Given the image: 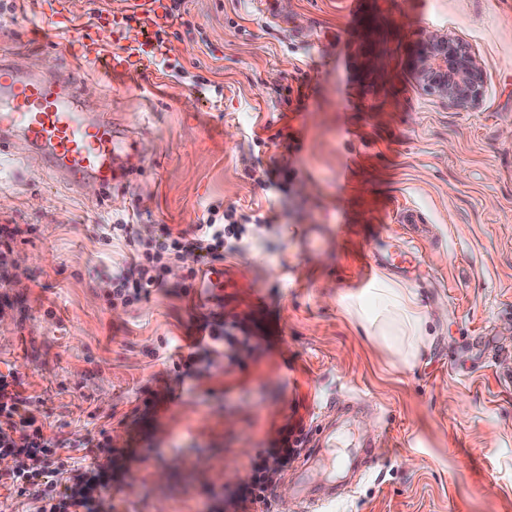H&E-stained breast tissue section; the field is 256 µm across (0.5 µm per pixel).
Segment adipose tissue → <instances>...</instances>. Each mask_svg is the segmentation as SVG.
<instances>
[{
  "label": "adipose tissue",
  "instance_id": "adipose-tissue-1",
  "mask_svg": "<svg viewBox=\"0 0 512 512\" xmlns=\"http://www.w3.org/2000/svg\"><path fill=\"white\" fill-rule=\"evenodd\" d=\"M348 310L368 336L388 345L403 362H413L429 344L416 294L389 278L374 281L364 301H352Z\"/></svg>",
  "mask_w": 512,
  "mask_h": 512
}]
</instances>
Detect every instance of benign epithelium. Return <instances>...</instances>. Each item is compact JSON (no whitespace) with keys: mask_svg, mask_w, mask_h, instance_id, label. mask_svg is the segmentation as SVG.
I'll return each mask as SVG.
<instances>
[{"mask_svg":"<svg viewBox=\"0 0 512 512\" xmlns=\"http://www.w3.org/2000/svg\"><path fill=\"white\" fill-rule=\"evenodd\" d=\"M413 72L426 90L445 97L458 110L467 111L482 98V69L466 46L437 30L417 32Z\"/></svg>","mask_w":512,"mask_h":512,"instance_id":"7a95c632","label":"benign epithelium"}]
</instances>
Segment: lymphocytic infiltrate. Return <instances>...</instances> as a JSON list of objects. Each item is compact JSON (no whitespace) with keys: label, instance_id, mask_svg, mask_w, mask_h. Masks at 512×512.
I'll use <instances>...</instances> for the list:
<instances>
[{"label":"lymphocytic infiltrate","instance_id":"f902f5d3","mask_svg":"<svg viewBox=\"0 0 512 512\" xmlns=\"http://www.w3.org/2000/svg\"><path fill=\"white\" fill-rule=\"evenodd\" d=\"M133 216L101 227L103 243L123 239L129 252L126 268L113 278L112 299L130 305L148 298L152 290L164 287L163 272L184 248L198 251L201 258H219L224 250L234 249L247 231L232 214H219L209 208L204 224L192 238L165 236L154 246L142 244L136 236ZM38 408L22 390L15 371L0 372V456H11L15 468L0 471V488L27 497L36 504L34 512H100L101 493L108 475L86 466L73 481H64L71 461V444L44 431ZM306 443L301 422L280 427L268 447L258 450L249 461L250 475L229 494L216 498L209 512H269L272 475L287 468Z\"/></svg>","mask_w":512,"mask_h":512}]
</instances>
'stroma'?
I'll list each match as a JSON object with an SVG mask.
<instances>
[{"label": "stroma", "mask_w": 512, "mask_h": 512, "mask_svg": "<svg viewBox=\"0 0 512 512\" xmlns=\"http://www.w3.org/2000/svg\"><path fill=\"white\" fill-rule=\"evenodd\" d=\"M12 3L0 60L74 67L92 111L147 155L104 204L98 182L0 161V225L27 231L8 258L0 370L74 458L106 433L95 463L121 493L105 512H207L293 416L320 451L310 482L372 443L374 468L326 512H512V0H184L165 63L107 78L65 31L41 33L45 0ZM422 29L469 47L485 77L474 108L418 83ZM211 206L267 222L215 260L212 311L255 316L278 343L217 346L180 380L203 316L183 284L200 257L184 251L165 288L113 307L128 250L100 227L135 210L143 240L188 239ZM383 245L417 247L419 271L370 265ZM381 276L448 314L412 364L345 312ZM355 404L323 445L316 426Z\"/></svg>", "instance_id": "35a3bbf8"}]
</instances>
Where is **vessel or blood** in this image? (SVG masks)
<instances>
[{
    "label": "vessel or blood",
    "mask_w": 512,
    "mask_h": 512,
    "mask_svg": "<svg viewBox=\"0 0 512 512\" xmlns=\"http://www.w3.org/2000/svg\"><path fill=\"white\" fill-rule=\"evenodd\" d=\"M143 26L165 19L169 0H135ZM80 86L74 73L49 70L31 75L0 62V156L43 164L70 186L95 179L109 190L122 175L144 164L136 142L107 114L78 110Z\"/></svg>",
    "instance_id": "vessel-or-blood-1"
}]
</instances>
